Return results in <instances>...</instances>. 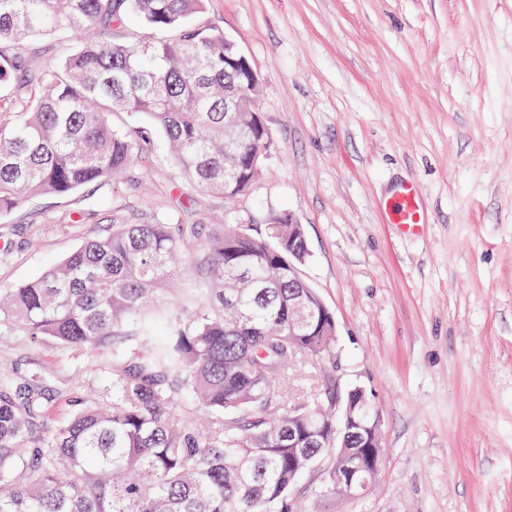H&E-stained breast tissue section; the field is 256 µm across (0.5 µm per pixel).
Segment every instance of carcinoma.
Returning <instances> with one entry per match:
<instances>
[{
    "instance_id": "carcinoma-1",
    "label": "carcinoma",
    "mask_w": 512,
    "mask_h": 512,
    "mask_svg": "<svg viewBox=\"0 0 512 512\" xmlns=\"http://www.w3.org/2000/svg\"><path fill=\"white\" fill-rule=\"evenodd\" d=\"M204 2L0 0V90L15 106L0 120V211L112 189L157 131L189 185L229 197L251 188L271 138L227 161L224 95L249 101L259 85L224 72L232 50L202 20ZM131 18L171 37H119ZM55 34V54L30 69L26 44ZM114 112L146 124L117 128ZM201 238L190 274L168 288L184 246ZM308 257L293 224L263 235L166 214L114 224L40 277L0 288L1 335L112 344V402L74 404L41 446L31 444L44 413L38 376L0 375V512H295L309 472L300 457L362 465L374 435L364 420L356 435L339 431L334 385L282 408L288 365L299 355L319 365L336 340L333 313L288 274ZM302 303L312 316L299 325ZM349 487L347 474L323 472L317 493Z\"/></svg>"
}]
</instances>
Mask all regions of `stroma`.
<instances>
[{
  "label": "stroma",
  "mask_w": 512,
  "mask_h": 512,
  "mask_svg": "<svg viewBox=\"0 0 512 512\" xmlns=\"http://www.w3.org/2000/svg\"><path fill=\"white\" fill-rule=\"evenodd\" d=\"M260 77L272 147L236 202L183 186L164 138L114 180L0 212V288L40 275L113 224H302L305 281L333 312L319 369L291 366L283 398L361 385L380 414L371 490L310 512H512V0H206ZM403 182L419 235L384 207ZM81 223H73L76 208ZM112 350L0 335V372L43 379L49 438L77 398L102 399Z\"/></svg>",
  "instance_id": "1"
}]
</instances>
